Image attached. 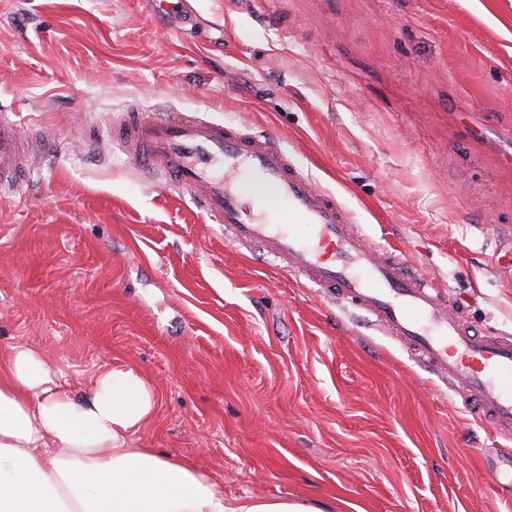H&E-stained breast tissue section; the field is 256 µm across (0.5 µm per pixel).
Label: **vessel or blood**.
Listing matches in <instances>:
<instances>
[{
  "instance_id": "vessel-or-blood-1",
  "label": "vessel or blood",
  "mask_w": 512,
  "mask_h": 512,
  "mask_svg": "<svg viewBox=\"0 0 512 512\" xmlns=\"http://www.w3.org/2000/svg\"><path fill=\"white\" fill-rule=\"evenodd\" d=\"M113 136L136 166L163 174L222 224L229 244L286 261L290 275L369 313L460 393L467 412L512 437V339L477 336L434 284L352 231L335 197L317 189L275 137L176 112L128 113ZM21 131L0 116V179L12 181Z\"/></svg>"
}]
</instances>
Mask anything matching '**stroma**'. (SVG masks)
<instances>
[{
	"label": "stroma",
	"instance_id": "stroma-1",
	"mask_svg": "<svg viewBox=\"0 0 512 512\" xmlns=\"http://www.w3.org/2000/svg\"><path fill=\"white\" fill-rule=\"evenodd\" d=\"M0 0V107L33 145L0 188V351L74 393L131 364L132 437L225 498L512 512V453L366 313L235 250L112 141L127 112L264 131L478 335L512 336V0Z\"/></svg>",
	"mask_w": 512,
	"mask_h": 512
}]
</instances>
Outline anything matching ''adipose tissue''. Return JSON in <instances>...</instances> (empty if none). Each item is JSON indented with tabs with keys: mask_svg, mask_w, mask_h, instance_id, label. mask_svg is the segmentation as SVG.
Wrapping results in <instances>:
<instances>
[{
	"mask_svg": "<svg viewBox=\"0 0 512 512\" xmlns=\"http://www.w3.org/2000/svg\"><path fill=\"white\" fill-rule=\"evenodd\" d=\"M153 381L131 365L74 395L43 353H0V512H335L331 500H228L211 476L131 436L156 413Z\"/></svg>",
	"mask_w": 512,
	"mask_h": 512,
	"instance_id": "ef3b65f1",
	"label": "adipose tissue"
}]
</instances>
